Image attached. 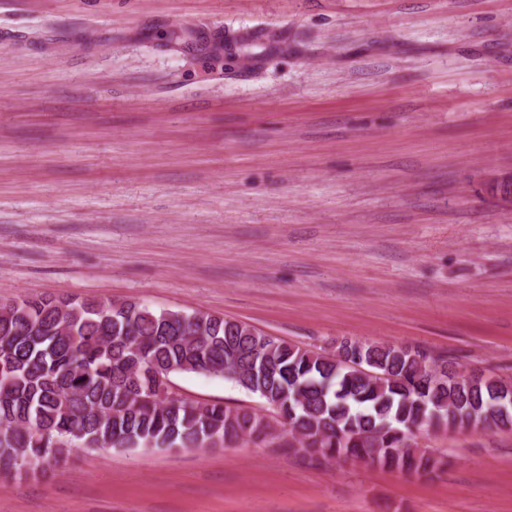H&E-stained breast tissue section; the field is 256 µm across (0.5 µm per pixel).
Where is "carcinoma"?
<instances>
[{
  "mask_svg": "<svg viewBox=\"0 0 512 512\" xmlns=\"http://www.w3.org/2000/svg\"><path fill=\"white\" fill-rule=\"evenodd\" d=\"M55 297L0 304V474L20 475L73 448H223L267 431L285 451L368 459L429 475L446 465L413 430L512 431V380L434 383L440 360L363 343L368 366L291 345L220 316L124 301ZM195 372L259 396L281 421L243 407L181 399L150 402L154 377Z\"/></svg>",
  "mask_w": 512,
  "mask_h": 512,
  "instance_id": "1",
  "label": "carcinoma"
}]
</instances>
